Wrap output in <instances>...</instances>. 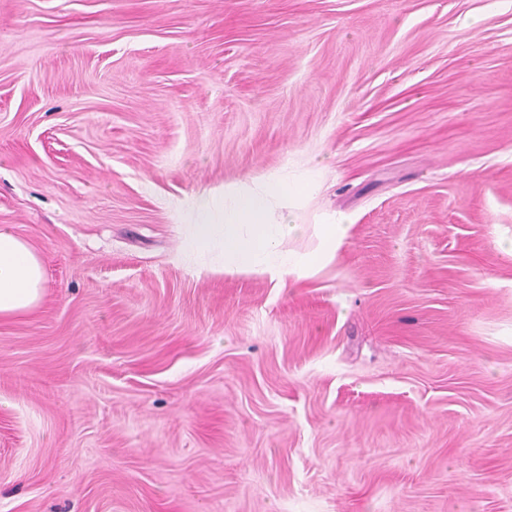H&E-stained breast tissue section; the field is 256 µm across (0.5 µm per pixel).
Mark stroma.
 <instances>
[{
  "instance_id": "obj_1",
  "label": "stroma",
  "mask_w": 512,
  "mask_h": 512,
  "mask_svg": "<svg viewBox=\"0 0 512 512\" xmlns=\"http://www.w3.org/2000/svg\"><path fill=\"white\" fill-rule=\"evenodd\" d=\"M297 182L335 257L198 273ZM0 512H512V0H0ZM45 270L35 249L0 227V320L31 312L42 300Z\"/></svg>"
}]
</instances>
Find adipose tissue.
Masks as SVG:
<instances>
[{"label":"adipose tissue","mask_w":512,"mask_h":512,"mask_svg":"<svg viewBox=\"0 0 512 512\" xmlns=\"http://www.w3.org/2000/svg\"><path fill=\"white\" fill-rule=\"evenodd\" d=\"M45 270L35 249L0 227V320L31 312L42 300Z\"/></svg>","instance_id":"1"}]
</instances>
